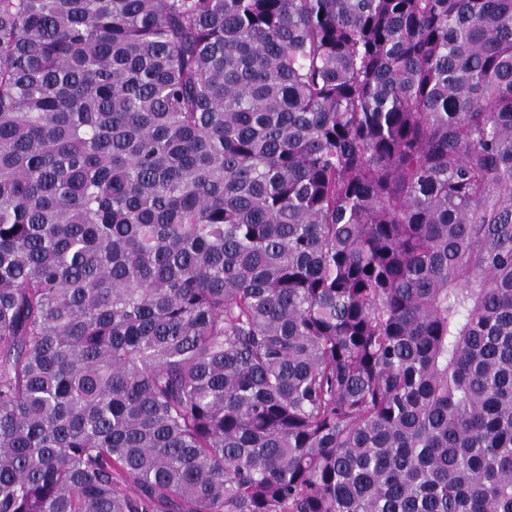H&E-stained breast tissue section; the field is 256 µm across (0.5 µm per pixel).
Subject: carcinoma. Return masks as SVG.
<instances>
[{"label": "carcinoma", "mask_w": 512, "mask_h": 512, "mask_svg": "<svg viewBox=\"0 0 512 512\" xmlns=\"http://www.w3.org/2000/svg\"><path fill=\"white\" fill-rule=\"evenodd\" d=\"M0 512H512V0H0Z\"/></svg>", "instance_id": "obj_1"}]
</instances>
